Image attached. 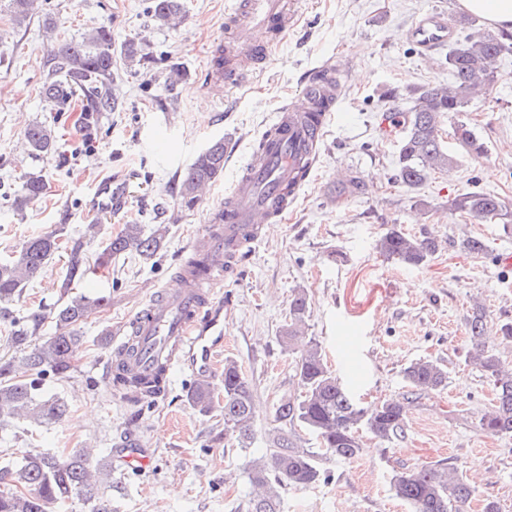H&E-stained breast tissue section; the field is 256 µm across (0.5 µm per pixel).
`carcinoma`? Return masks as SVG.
Wrapping results in <instances>:
<instances>
[{
	"label": "carcinoma",
	"mask_w": 512,
	"mask_h": 512,
	"mask_svg": "<svg viewBox=\"0 0 512 512\" xmlns=\"http://www.w3.org/2000/svg\"><path fill=\"white\" fill-rule=\"evenodd\" d=\"M183 12L181 0H153V19L168 25ZM512 53V33H497L477 28L448 53V69L453 75L449 86L427 85L410 90L412 107L402 122L403 136L397 157L396 179L406 187L422 185L431 174L447 171L459 164V154L445 144L442 133L444 117L453 119L452 139L466 155L486 153L470 121L462 118L470 104L485 94L499 80L498 62ZM53 78L44 83L41 94L59 100L81 91L87 104L80 123L93 126L101 112L112 111L107 94L102 91L112 78V30L107 26L91 29L79 40L61 44L54 52ZM31 155L51 153L55 129L43 122L30 124L23 134ZM224 172V141H214L187 169L179 185L183 207L193 208L202 188ZM46 192L40 175L24 177L21 192L14 200L22 211L40 200ZM450 210L478 222L512 224V201L494 192L473 191L457 195ZM62 228L32 237L21 252L0 262V322L4 325L6 344L21 351L23 371L14 361H0V426L7 418L23 417L40 425H52L68 412L60 397H44L48 379H62L75 368L74 357L84 343L80 332L92 309H105L112 294L76 296L66 302L55 301L27 313H17V302L26 284L58 252L68 255L67 273L61 284L67 293L72 285L90 271L86 244L78 238L67 246L60 243ZM167 228L157 226L146 232L144 225L131 223L108 239L97 266L106 269L112 261L137 254L145 259L158 255L164 246ZM380 252L411 266H421L438 251L430 238H417L397 229L389 230L378 242ZM308 299L298 289L288 306V325L281 341L296 351L297 393L281 398L275 409L280 424L268 452L254 464L251 481L255 495L248 502V512H280L279 488L288 485L309 488L322 476L315 455L300 445L297 428L316 436L320 447L340 459H353L361 450V432L380 441H390L403 431L409 397L387 399L377 405L361 407L349 396L336 374L328 366L321 345L304 341ZM55 322V331L41 334L47 319ZM485 309L475 303L467 317L470 340L469 361L479 366L495 388L492 409L480 418V429L491 436H512V365L483 341ZM411 394H429L448 385V371L432 359H419L403 370ZM138 385L120 368H114L109 386L128 393ZM189 403L202 414L219 412L224 419V435L243 445L252 439L254 387L232 358L224 359L223 397L207 380L195 382L188 392ZM112 457L99 458L90 448H72L65 453L31 448L0 465V512H61L73 501L85 512H117L112 495L101 491V476L112 487ZM396 495L412 512H468L474 488L457 469L443 464L423 465L397 471L393 475Z\"/></svg>",
	"instance_id": "carcinoma-1"
}]
</instances>
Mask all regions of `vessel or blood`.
Segmentation results:
<instances>
[{
	"instance_id": "vessel-or-blood-1",
	"label": "vessel or blood",
	"mask_w": 512,
	"mask_h": 512,
	"mask_svg": "<svg viewBox=\"0 0 512 512\" xmlns=\"http://www.w3.org/2000/svg\"><path fill=\"white\" fill-rule=\"evenodd\" d=\"M301 0H233L230 32L221 42L206 84L219 89L240 87L249 82L256 66L268 60L273 39L285 36L300 22ZM268 42H261V35ZM455 30L445 14L430 12L417 18L407 30L408 39L422 53L448 44ZM343 96L336 81V65L326 61L304 82L299 95L280 107L275 121L258 139L241 174L224 194L222 206L214 209L193 249L205 250L207 263L182 290L161 292L130 324L137 346L121 340L119 359L128 361L143 386L138 400L161 397L167 382L150 387L157 372L181 369L187 377L211 376L216 356L224 346V292L227 276L233 273L245 249L261 239L262 224L286 212L280 188L292 183L301 190L306 173L318 160V148L326 125L335 120V107ZM123 187L112 180L100 181L93 203L95 214L111 212Z\"/></svg>"
}]
</instances>
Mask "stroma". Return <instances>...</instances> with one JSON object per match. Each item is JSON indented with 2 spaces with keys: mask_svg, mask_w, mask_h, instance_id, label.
Returning a JSON list of instances; mask_svg holds the SVG:
<instances>
[{
  "mask_svg": "<svg viewBox=\"0 0 512 512\" xmlns=\"http://www.w3.org/2000/svg\"><path fill=\"white\" fill-rule=\"evenodd\" d=\"M228 3L184 0L182 18L162 26L151 15V0H37L21 22L11 0H0V258L17 255L23 241L59 225L65 236H84L96 186L112 176L124 185V203L101 218L86 251L89 263L122 225L169 227L154 258L113 260L102 282L89 276L71 289L74 297L111 292L112 303L84 321L75 371L47 389L63 397L69 411L48 427L6 419L0 432L11 445L0 458L28 448L90 447L118 466L122 447L132 442L151 465L125 469L112 491L118 512H247L252 464L278 427L274 408L297 390L294 356L280 336L300 288L309 301L306 335L321 345L336 374L345 362L362 365L361 379L349 387L360 405L405 393L403 369L423 357L443 361L448 385L414 401L401 437L382 442L364 435L358 458L321 460L323 476L314 487L281 489L280 512H409L391 478L422 464L456 468L475 486L469 512H481L487 498L512 512V436H488L479 427L494 389L467 357L466 326L474 302H481L486 342L512 363V343L500 331L512 324V268L498 264L499 254L512 252V226L476 223L449 209L452 198L475 190L512 200V54L501 57L500 79L469 108L486 154L464 158L459 168L431 174L411 189L394 178L400 132L388 121L403 118L410 88L447 86L453 77L447 49L423 55L406 31L434 10L456 19L457 0H307L298 30L286 35L273 63L253 82L217 95L206 89L204 72L224 39ZM51 20L57 26L50 32ZM101 25L112 29L108 90L116 108L86 132L75 125L83 95L51 102L39 90L51 76L53 45ZM129 40L143 48L132 67L120 54ZM328 59L343 73V117L330 126L320 163L288 221L264 225L262 243L224 283L230 302L223 354L254 386L251 445L239 447L225 437L223 419L190 405L184 376H176L163 397L139 404L89 390L88 379L104 373L115 332L156 291L178 286L176 268L223 202L256 136ZM36 121L55 123L57 136L54 152L39 160L23 142L25 128ZM219 139L226 149L223 175L194 208L182 207L177 190L184 173ZM30 173L43 176L47 191L20 211L13 198ZM353 175L365 181L367 194L337 197L338 180ZM393 228L436 239L437 253L419 267L385 258L377 243ZM468 237L481 239L486 251L461 250ZM66 265V253L58 252L27 284L21 309L56 301Z\"/></svg>",
  "mask_w": 512,
  "mask_h": 512,
  "instance_id": "35a3bbf8",
  "label": "stroma"
}]
</instances>
